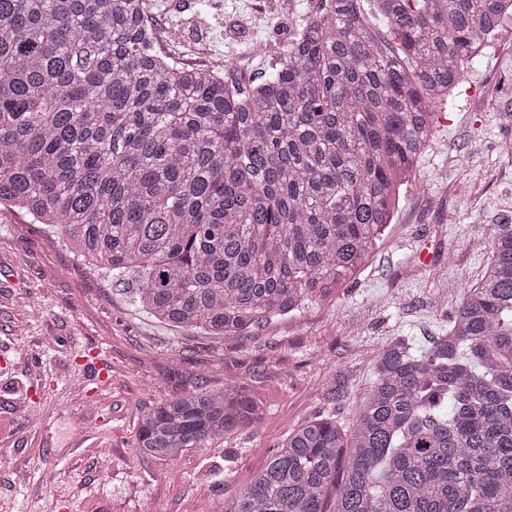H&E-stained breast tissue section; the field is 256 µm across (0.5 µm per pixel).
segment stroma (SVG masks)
<instances>
[{
  "label": "stroma",
  "mask_w": 512,
  "mask_h": 512,
  "mask_svg": "<svg viewBox=\"0 0 512 512\" xmlns=\"http://www.w3.org/2000/svg\"><path fill=\"white\" fill-rule=\"evenodd\" d=\"M307 0H152L175 46L224 35V58L270 43L250 60H280ZM512 26L475 61L435 117L436 132L381 245L335 293L238 336L169 325L128 305L122 284L77 258L61 234L0 204V512H216L304 421L352 418L391 337L447 332L465 283L488 259L484 225L512 222ZM99 357L108 377L89 386ZM346 393L329 402L332 374ZM241 380L266 406L253 429L188 448L173 460L136 453L143 411L197 385Z\"/></svg>",
  "instance_id": "obj_1"
}]
</instances>
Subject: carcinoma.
I'll use <instances>...</instances> for the list:
<instances>
[{
	"label": "carcinoma",
	"instance_id": "obj_1",
	"mask_svg": "<svg viewBox=\"0 0 512 512\" xmlns=\"http://www.w3.org/2000/svg\"><path fill=\"white\" fill-rule=\"evenodd\" d=\"M313 0L242 89L153 56L138 0H0V204L141 312L212 336L306 309L363 266L512 0ZM448 333L394 336L350 422L299 426L220 512H512V224ZM247 384L141 416L140 455L258 426Z\"/></svg>",
	"mask_w": 512,
	"mask_h": 512
}]
</instances>
